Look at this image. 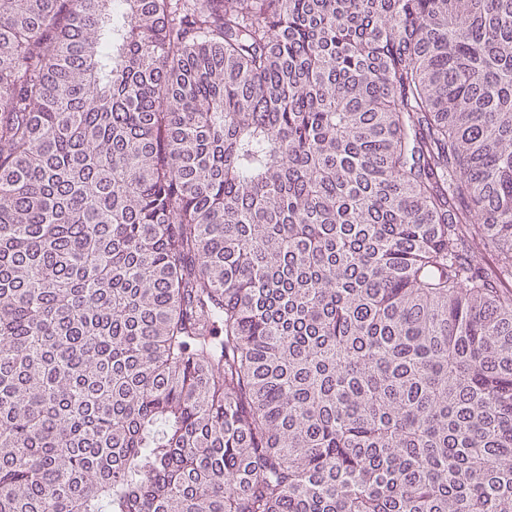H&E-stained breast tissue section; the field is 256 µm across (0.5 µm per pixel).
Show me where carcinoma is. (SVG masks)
<instances>
[{"mask_svg":"<svg viewBox=\"0 0 512 512\" xmlns=\"http://www.w3.org/2000/svg\"><path fill=\"white\" fill-rule=\"evenodd\" d=\"M505 279L512 0H0V512H512Z\"/></svg>","mask_w":512,"mask_h":512,"instance_id":"obj_1","label":"carcinoma"}]
</instances>
